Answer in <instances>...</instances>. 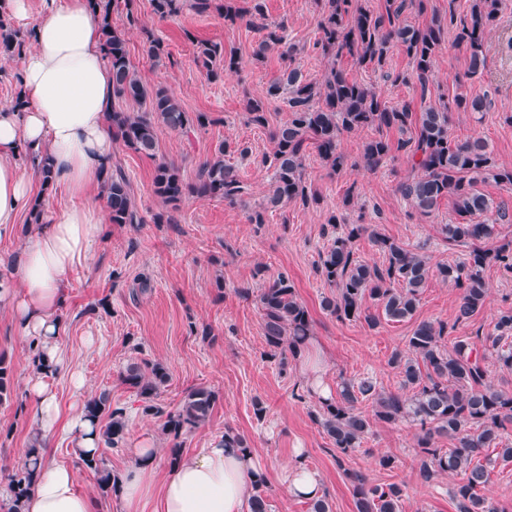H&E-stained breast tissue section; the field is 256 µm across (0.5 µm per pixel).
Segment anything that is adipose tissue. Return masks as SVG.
I'll return each instance as SVG.
<instances>
[{"label": "adipose tissue", "mask_w": 512, "mask_h": 512, "mask_svg": "<svg viewBox=\"0 0 512 512\" xmlns=\"http://www.w3.org/2000/svg\"><path fill=\"white\" fill-rule=\"evenodd\" d=\"M40 11L23 55L22 106L0 107V239L12 237L20 214L30 210L42 167L51 168L72 202L32 225L18 265L0 271V308L40 352L42 366L27 381L37 447L74 437L80 451L92 453L98 429L83 408L62 411L50 378L64 366L59 311L70 277L103 230L88 190L101 183L112 157V70L91 0H40ZM132 454L137 462L120 480L125 512H249L248 487L260 469L250 450L219 440L163 471L152 440ZM281 482L296 498L323 495L318 474L300 459L284 468ZM22 512H93V503L79 491L72 467L47 463Z\"/></svg>", "instance_id": "adipose-tissue-1"}]
</instances>
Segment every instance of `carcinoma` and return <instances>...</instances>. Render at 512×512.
I'll return each mask as SVG.
<instances>
[{"instance_id": "carcinoma-1", "label": "carcinoma", "mask_w": 512, "mask_h": 512, "mask_svg": "<svg viewBox=\"0 0 512 512\" xmlns=\"http://www.w3.org/2000/svg\"><path fill=\"white\" fill-rule=\"evenodd\" d=\"M199 14L208 12L212 0H152L153 11L161 18L178 15L184 2ZM136 0H95L102 23L105 56L112 68V85L116 99L143 106L138 112L112 109V135L124 147L150 158L156 157V128H168L188 134L210 123L206 112L190 113L183 109L176 96L163 86L148 88L136 75L131 64L124 34L112 28V12L123 9L128 23H140ZM500 0H474L470 18L458 19L448 7V21L434 18L430 23L407 24L403 15L424 10V0H384L374 12L354 0H325L320 21L321 51L333 64L320 83L304 79L300 71L290 69L269 85L262 97L245 98L248 122L258 127L269 125V105L287 95L288 122L269 131L274 144L273 186L267 204L276 207L289 201L307 205L318 202L310 193L305 177V147L310 141L320 157L334 172L342 169L346 156L340 148V136L366 127L377 135L363 147L365 167L378 169L395 152H404L411 167L419 174L400 184L402 196L423 216L431 215L442 200L452 201L457 218L444 224L441 232L450 242H466L471 250L465 261L431 267L418 245L414 249L369 229L366 224L345 225L338 231L341 218L334 212L327 216L331 228L328 247L320 257L319 269L328 285L337 289L332 298H325L324 308L337 318L363 321L370 328L379 324V317L364 306L371 299L389 321L412 318L418 308L419 295L427 280L437 275L462 290L454 322L421 321L408 338V353H393L390 364L398 370L402 388L399 394L381 391L371 378L357 382L342 381L336 396L318 399L320 412L316 422L343 453L360 447L371 429V420L394 424L409 420L420 424L423 435L420 471L429 482L441 473L460 476L452 497L458 501V512H494L479 490L485 486L488 464L480 460L486 448L498 449L497 459L512 462V443L503 441L507 426L512 425V393L496 388L488 379L486 355L495 357L503 367L512 370V309L496 318L493 333L485 336L457 337L448 348L445 339L458 326L470 321L484 305L487 288L483 278L486 266L494 264L512 272V241L495 248L485 242L496 236V225L508 218V210L492 206L491 200L478 189L488 178L512 185V169H499L491 157L488 144L482 140L454 142L448 130L453 112H482L486 103L478 98L441 94L431 100L429 77L434 60L441 49L448 28H456L455 41L469 51L468 75L476 74L484 64L482 37L496 18ZM263 0H250L247 7L224 5V21L244 22L262 34L255 57L280 47L282 55L290 50L283 45L278 30L264 23ZM29 37L17 31L9 16L0 13V54L22 53ZM396 44L411 60L421 89V105L415 111L403 102L390 105L371 87L356 80L336 61L353 59L366 68L383 67L390 45ZM197 61L209 79L216 80L226 70H236L240 62L235 56H224L221 44L198 42ZM415 130V136L391 141L386 132ZM230 144L218 145L214 156L205 160L197 180L186 182L179 169L165 161L155 167L154 192L162 202L175 209L183 198H221L235 205L242 194V182L235 168L224 163ZM104 192L113 224H139L130 196V186L120 170H109ZM383 253L382 265H370L353 257L352 243L364 234ZM263 317V333L269 358L297 357L310 331L307 309L296 299L294 285L288 274L280 273L268 281L258 295ZM123 382L136 389L141 411L146 416L163 419L162 433L169 442L171 464L181 461L183 436L204 424L218 401L214 390L199 386L186 392L178 408L167 411L160 397L169 381L166 367L158 361L130 363ZM372 405V416L360 411L359 405ZM86 416L99 427L100 446L117 448L125 440V408L112 405V398L102 391L84 405ZM446 437L454 447L443 452L436 438ZM82 465L97 475L100 494L104 498L118 494L119 474L108 468L103 453L81 454ZM20 466L6 476L10 498L0 505L5 512H18V503L32 490L35 466ZM357 512H398L403 489L395 484L369 486L363 477H352Z\"/></svg>"}]
</instances>
